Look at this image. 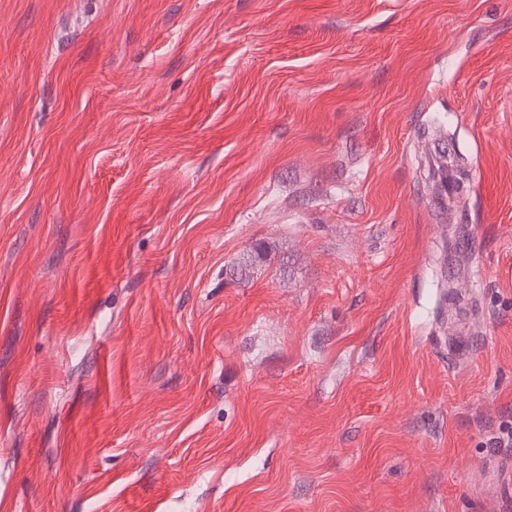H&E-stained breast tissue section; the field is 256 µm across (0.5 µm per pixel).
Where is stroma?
I'll return each mask as SVG.
<instances>
[{"mask_svg": "<svg viewBox=\"0 0 512 512\" xmlns=\"http://www.w3.org/2000/svg\"><path fill=\"white\" fill-rule=\"evenodd\" d=\"M509 422L512 0H0V512H512Z\"/></svg>", "mask_w": 512, "mask_h": 512, "instance_id": "stroma-1", "label": "stroma"}]
</instances>
